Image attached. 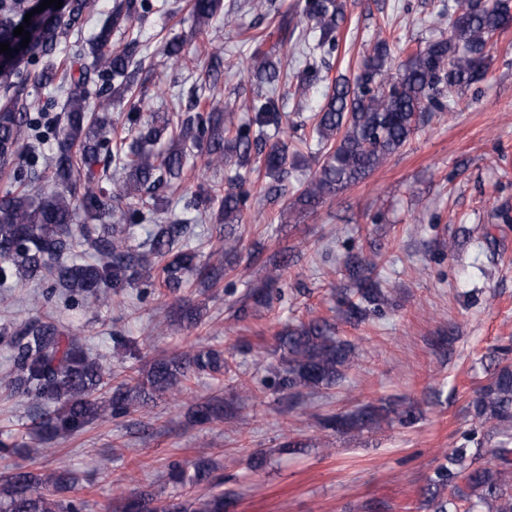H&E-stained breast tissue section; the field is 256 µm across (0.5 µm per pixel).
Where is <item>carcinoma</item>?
Listing matches in <instances>:
<instances>
[{
    "label": "carcinoma",
    "mask_w": 512,
    "mask_h": 512,
    "mask_svg": "<svg viewBox=\"0 0 512 512\" xmlns=\"http://www.w3.org/2000/svg\"><path fill=\"white\" fill-rule=\"evenodd\" d=\"M40 7L29 0H0V42L17 50L0 65V175L13 184L0 192V288L26 280L52 281L51 287L71 296H82L96 305L112 301L130 288L139 287L141 273L161 264L163 286L177 291L195 278L208 288L224 273V261L235 259L241 239L232 225L244 221L248 193L246 175L260 164L264 176L281 183L288 174V157H303V150L317 152L322 161L307 185L286 205V211L312 213L329 197L358 184L409 141L424 112H446L455 106L444 90L465 91L483 82L489 70V43L512 19V0H460L457 8L439 10L435 26H449L426 47L408 53L398 68L389 63L390 43L380 38L354 81L337 78L327 87L323 106L314 115L312 140L288 150L284 142L268 141V128L281 125L276 91L281 80V57L305 48L324 58L338 46L337 32L345 19L341 0H306L302 13L282 20L281 35L271 50L255 48L252 79L258 92L250 102L251 117L235 123L231 112L214 108L196 111L177 102L176 120L142 123L144 102L131 104L124 117L127 129L137 133L126 147L112 144L110 101L91 104L93 90L87 73L58 78L52 64L31 74L21 69L32 59L54 55L61 37L74 28L89 8L88 0H67L65 11ZM221 7V0H192L198 34H203ZM153 0H113L106 22L89 40L91 66L112 81V99L133 94L132 72L139 68L131 40L123 49L112 47V35L124 33L134 20L152 12ZM22 25L30 33L28 46L13 35ZM299 37L288 39V30ZM31 82L45 88L59 84L65 97L63 117L50 123L42 115L18 108L20 86ZM50 137L60 140L59 150L43 157L38 166L35 145ZM30 144H24V141ZM200 149L214 168L233 167L228 188L214 183L205 191L207 201H218L217 223L224 225V239L216 262L201 263L196 249L184 244L191 230L186 219L162 216L154 204L159 192L182 181L186 143ZM112 162L119 178L112 191L102 192L94 166ZM153 224L146 241L132 245L120 224ZM92 259H73L76 249ZM371 258L351 257L346 272L353 288L336 293L335 315L316 317L288 326L277 336L283 369L278 385L291 397L306 390L329 389L345 378L355 365L356 347L337 335L336 320L360 324L380 312L390 289L376 276ZM282 266L275 263L262 285L248 295L254 309L267 308L281 294ZM10 347L13 372L6 381L9 396L24 399L42 410L34 429L47 447L72 437L89 424L109 422L132 410L144 408L168 391L180 389L197 375H222L230 371L224 353L190 347L156 360L143 377L132 375L112 390L108 398L97 396L108 372L89 357L78 337L60 323L30 319L4 337ZM486 383L478 386L467 407L472 427L463 443L452 448L418 494V505L430 512H512V342L496 347L485 367ZM223 407L212 400L191 410L194 421L206 424L220 418ZM324 431L336 434L362 432L398 422L411 426L418 420L415 409L400 402L363 405L350 412L315 415ZM209 476L205 465L193 475L179 463L170 465V477L200 485ZM76 478L64 471L40 474L19 471L0 490V512H78L71 500L56 493L74 486ZM229 504L220 493L198 504L179 502L159 505L142 493L126 505V512H224Z\"/></svg>",
    "instance_id": "obj_1"
}]
</instances>
